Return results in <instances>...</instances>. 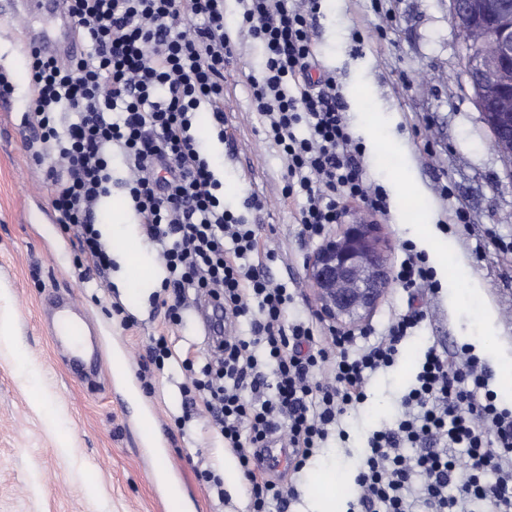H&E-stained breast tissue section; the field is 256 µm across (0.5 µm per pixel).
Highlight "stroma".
I'll use <instances>...</instances> for the list:
<instances>
[{"instance_id":"stroma-1","label":"stroma","mask_w":512,"mask_h":512,"mask_svg":"<svg viewBox=\"0 0 512 512\" xmlns=\"http://www.w3.org/2000/svg\"><path fill=\"white\" fill-rule=\"evenodd\" d=\"M241 13L240 0H224L225 31L236 49L224 68L228 137L212 138L205 111L197 114L195 137L214 162L225 209L258 225L269 252L265 271L293 295L288 320L316 319L305 270L315 244L297 234L301 204L282 196L286 163L254 109L247 77L261 70L264 54L242 31ZM28 26L51 40L59 34L47 11L26 25L0 11V70L14 87L9 108L0 110V288L9 293L0 313L11 316L14 330L0 339V512H160L153 473L163 462L180 471V486L199 493V512H245L247 492L221 502L198 477L205 466L218 470L224 463L206 413L194 410L189 429L174 424L185 372L170 363L152 370L149 390L140 377L152 369L151 337L203 342L206 330L195 311L171 325L150 296L118 284L108 290L81 276L77 242L50 202L48 166L28 149ZM313 48L342 99L361 100L362 111L348 109L344 117L353 132L370 125L359 161L387 193V210L376 217L357 201H340L345 220L382 224L390 261L398 263L402 242L414 241L419 230L396 187L403 177L430 223V252L448 258L436 272L438 293L392 285L366 322L377 337L409 307L425 312L396 363L369 380L366 401L342 417L339 434L300 472L272 459L261 466L268 479L297 487L300 496L287 512H312L325 489L321 473L335 471V512H350L368 440L400 411L428 348L445 355L471 347L501 404L512 407L501 371L512 364V180L474 104L466 74L470 44L451 21L449 0H320ZM125 197L113 187L97 219L141 252L143 265L130 271L140 278L156 271L159 256L143 232L129 236L117 224L112 202ZM254 198L261 208L250 207ZM458 208L468 224L453 223ZM68 295L81 302L99 342L98 368L72 371L65 350L52 343L51 299Z\"/></svg>"}]
</instances>
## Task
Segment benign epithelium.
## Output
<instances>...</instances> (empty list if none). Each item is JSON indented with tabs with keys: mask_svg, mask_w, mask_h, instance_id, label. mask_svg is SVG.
Here are the masks:
<instances>
[{
	"mask_svg": "<svg viewBox=\"0 0 512 512\" xmlns=\"http://www.w3.org/2000/svg\"><path fill=\"white\" fill-rule=\"evenodd\" d=\"M450 14L460 32L480 26L493 44L489 53L472 50L467 77L492 146L512 180V0H450ZM306 276L322 320L339 329L364 321L392 285L381 225H339L309 255Z\"/></svg>",
	"mask_w": 512,
	"mask_h": 512,
	"instance_id": "7a95c632",
	"label": "benign epithelium"
}]
</instances>
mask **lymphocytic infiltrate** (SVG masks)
I'll list each match as a JSON object with an SVG mask.
<instances>
[{
	"instance_id": "f902f5d3",
	"label": "lymphocytic infiltrate",
	"mask_w": 512,
	"mask_h": 512,
	"mask_svg": "<svg viewBox=\"0 0 512 512\" xmlns=\"http://www.w3.org/2000/svg\"><path fill=\"white\" fill-rule=\"evenodd\" d=\"M242 27L264 49L260 75L248 82L263 133L287 162L282 194L305 198L299 236L314 239L335 223L339 198L385 212L386 197L358 161L359 144L344 119L332 77L318 75L313 17L288 0H243ZM87 50L62 60L31 50L29 84L35 110V161L53 157L51 204L76 238L86 272L112 267L96 208L112 187V154L127 164L133 208L157 247L166 276L165 316L179 323L188 297L219 305L225 324L251 316L252 334L208 337L203 354L186 352L182 368L185 413L203 405L217 438L236 454L250 489L251 512L285 508L294 486L266 479L254 467L258 449L286 438L303 467L353 404L367 398L369 378L392 366L423 312L396 318L380 341L358 346L356 336L316 344L312 323H286L293 297L263 267L258 228L224 208L222 184L202 156L193 127L207 109L224 137V65L235 45L224 30V0H62ZM305 125L306 137L295 134ZM394 278L405 288L436 290L424 254L405 244ZM329 364L331 378L310 374ZM432 441L445 452L415 457L403 444ZM494 483H486V474ZM424 478L427 512H512V408L500 405L469 348L451 356L428 349L398 420L374 433L370 455L354 478L365 512H416L414 475Z\"/></svg>"
}]
</instances>
